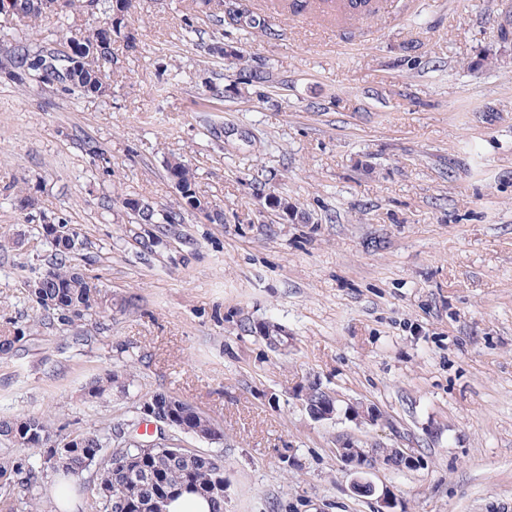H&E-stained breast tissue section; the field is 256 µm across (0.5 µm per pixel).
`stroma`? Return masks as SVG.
<instances>
[{"label": "stroma", "instance_id": "35a3bbf8", "mask_svg": "<svg viewBox=\"0 0 512 512\" xmlns=\"http://www.w3.org/2000/svg\"><path fill=\"white\" fill-rule=\"evenodd\" d=\"M511 17L512 0H379L368 18L325 0L210 16L132 0L112 92L83 98L31 73L17 85L13 60L95 15L47 14L33 33L0 13V335L25 333L0 359V415L66 437L177 396L224 433L193 442L224 455V512H374L334 454L345 438L418 457L372 476L401 512H512V47L482 62ZM173 158L223 223L139 224L113 205L173 204ZM46 221L76 228L79 269L123 311L42 320L29 282L51 259ZM110 372L120 386L89 398ZM313 380L385 424L313 419Z\"/></svg>", "mask_w": 512, "mask_h": 512}]
</instances>
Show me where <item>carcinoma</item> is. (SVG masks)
<instances>
[{
	"instance_id": "cac0c4a2",
	"label": "carcinoma",
	"mask_w": 512,
	"mask_h": 512,
	"mask_svg": "<svg viewBox=\"0 0 512 512\" xmlns=\"http://www.w3.org/2000/svg\"><path fill=\"white\" fill-rule=\"evenodd\" d=\"M67 12L76 14L90 7L97 10L103 25L79 38L63 35L70 46L68 52L23 53L17 57V69L37 73L42 82L56 86L61 91L87 97L107 95V80L112 70V35L121 33L125 20L115 18V13L130 10L132 0H66ZM20 21L35 29L43 12L32 7L30 0H12ZM166 171L172 181H178L184 192L178 193L175 204L155 212H146L140 201L118 195L113 204L138 217L141 224H183L186 206L192 200H203L200 214L210 222H224V212L218 205L202 198L196 190V180L189 164L181 159L167 162ZM54 260L41 273L45 288L31 293L36 304L47 315L58 316L63 322L72 323L88 316H100L101 292L105 290L99 280L86 276L72 266L77 249L52 247ZM63 287H58V284ZM25 338V332L14 336H0V358H10L17 345ZM118 376L108 374L95 379L88 389L93 399L112 394ZM181 420L199 434L209 431V420L195 413L187 404ZM52 435L47 418L43 415H27L17 418H0V439L8 447L0 448V474H9L11 483L0 485V497L12 502L11 509L21 512H38L40 502H45L52 512H83L87 507L93 512H117V500L136 503L150 494L151 486L137 478L122 473L124 461L130 456L147 455L151 474H159L164 485L179 496L178 490L187 486L213 502V512H224V490L217 484L224 482V464L221 456L204 451L183 462L169 457L160 448L145 453V449L130 444L118 431L97 429L78 433L71 439L72 447L61 451L53 465H48L45 454L22 467L14 458L13 449L44 448L42 441H51ZM24 478H19V475Z\"/></svg>"
}]
</instances>
